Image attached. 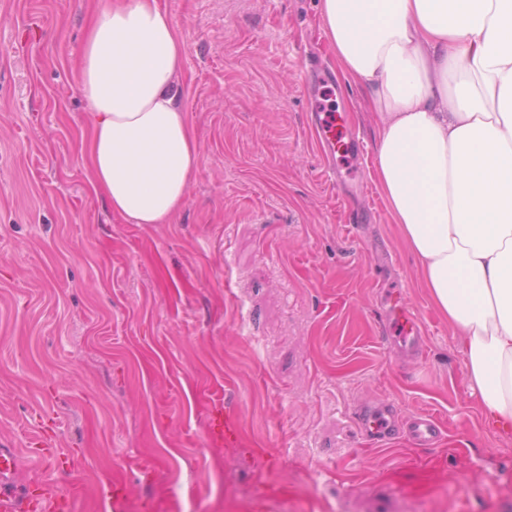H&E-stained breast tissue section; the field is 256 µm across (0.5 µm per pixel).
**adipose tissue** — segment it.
Listing matches in <instances>:
<instances>
[{
    "instance_id": "adipose-tissue-1",
    "label": "adipose tissue",
    "mask_w": 512,
    "mask_h": 512,
    "mask_svg": "<svg viewBox=\"0 0 512 512\" xmlns=\"http://www.w3.org/2000/svg\"><path fill=\"white\" fill-rule=\"evenodd\" d=\"M320 16L381 117L383 199L463 338L470 388L511 423L512 0H321ZM184 56L162 0H96L80 49L84 150L126 223H171L200 169Z\"/></svg>"
}]
</instances>
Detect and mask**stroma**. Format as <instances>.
<instances>
[{"instance_id": "35a3bbf8", "label": "stroma", "mask_w": 512, "mask_h": 512, "mask_svg": "<svg viewBox=\"0 0 512 512\" xmlns=\"http://www.w3.org/2000/svg\"><path fill=\"white\" fill-rule=\"evenodd\" d=\"M92 3L0 0V448L19 483L80 484L73 512H512V430L472 395L387 212L379 117L320 0H164L200 153L169 224L125 223L93 187ZM309 70L368 149L344 188L306 125ZM388 289L426 326L422 360L382 338ZM219 399L240 446L206 442ZM372 402L432 414L438 443L358 446Z\"/></svg>"}]
</instances>
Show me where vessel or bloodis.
Wrapping results in <instances>:
<instances>
[{"instance_id":"obj_1","label":"vessel or blood","mask_w":512,"mask_h":512,"mask_svg":"<svg viewBox=\"0 0 512 512\" xmlns=\"http://www.w3.org/2000/svg\"><path fill=\"white\" fill-rule=\"evenodd\" d=\"M310 115L319 148L330 159L328 171L339 174L344 160L359 151V143L337 121L335 113L324 111L320 102L310 104ZM382 332L400 353L414 360L423 356L424 326L407 305L394 296H386ZM362 440L381 445L407 436L416 446H434L441 434L437 421L426 414L413 416L401 422L394 408L386 403L359 407L354 416ZM237 437L235 424L228 407L210 411L207 421V439L210 445L220 446ZM18 454L13 448H0V512H68L75 486L68 483L45 481L31 488L17 481Z\"/></svg>"}]
</instances>
